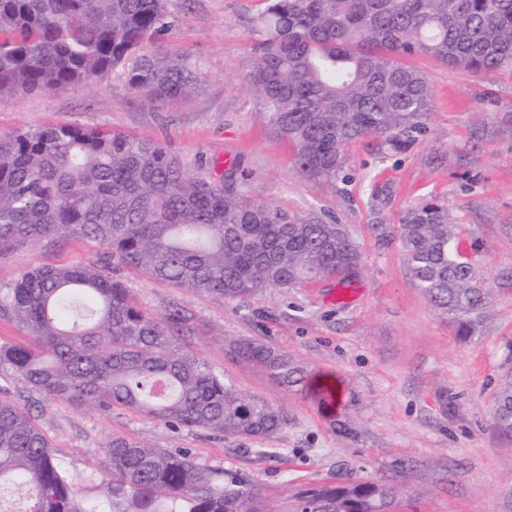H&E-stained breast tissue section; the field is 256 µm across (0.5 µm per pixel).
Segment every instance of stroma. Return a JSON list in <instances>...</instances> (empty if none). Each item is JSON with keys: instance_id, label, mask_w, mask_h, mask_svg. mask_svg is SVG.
<instances>
[{"instance_id": "stroma-1", "label": "stroma", "mask_w": 512, "mask_h": 512, "mask_svg": "<svg viewBox=\"0 0 512 512\" xmlns=\"http://www.w3.org/2000/svg\"><path fill=\"white\" fill-rule=\"evenodd\" d=\"M266 5L168 0L160 40L197 66L201 83L190 96L141 102L118 70L87 87L0 102V132L54 123L151 140L191 174L254 202L335 216L360 252L351 297L325 280L229 300L117 269L146 312L189 317L195 333L185 346L239 394L280 410L286 427L266 440L175 429L129 410L102 412L28 392L6 368L0 399L30 407L58 465L78 477V496L95 512H109L100 484L115 435L238 473L273 512H296L301 491L347 477L397 481L399 512H512V438L494 426L497 395L512 381V72L477 75L412 57L433 92L425 131L401 151L373 137L357 140L346 151V181L309 180L296 170L291 143L272 133L248 79ZM429 199L460 224V249L491 290L482 330L465 342L415 286L397 239L404 213ZM103 253L86 240L28 245L0 255V279ZM245 340L288 354L310 379L332 384L336 406L241 363L234 349Z\"/></svg>"}]
</instances>
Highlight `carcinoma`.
Listing matches in <instances>:
<instances>
[{
  "label": "carcinoma",
  "mask_w": 512,
  "mask_h": 512,
  "mask_svg": "<svg viewBox=\"0 0 512 512\" xmlns=\"http://www.w3.org/2000/svg\"><path fill=\"white\" fill-rule=\"evenodd\" d=\"M167 17V0H0V101L90 85L126 64L150 102L194 92L197 68L157 42ZM258 26L250 83L273 133L295 146L298 173L325 183L340 178L352 142L375 136L399 151L423 132L432 91L406 57L512 72V0H268ZM459 234L432 201L399 226L416 286L467 339L482 327L489 289L460 253ZM64 238L96 241L104 257L0 281V316L29 334L0 346V367L30 392L224 438L272 437L287 419L242 397L182 345L194 333L186 318L139 309L111 260L229 300L344 279L360 262L333 221L192 176L152 141L55 124L0 133V254ZM238 354L287 388L305 379L302 366L264 344L244 341ZM495 425L512 437L511 382L499 391ZM106 449L110 512H271L243 478L186 451L123 436ZM397 497L390 482L324 483L303 492L298 509L392 512ZM0 512H94L29 408L2 399Z\"/></svg>",
  "instance_id": "cac0c4a2"
}]
</instances>
